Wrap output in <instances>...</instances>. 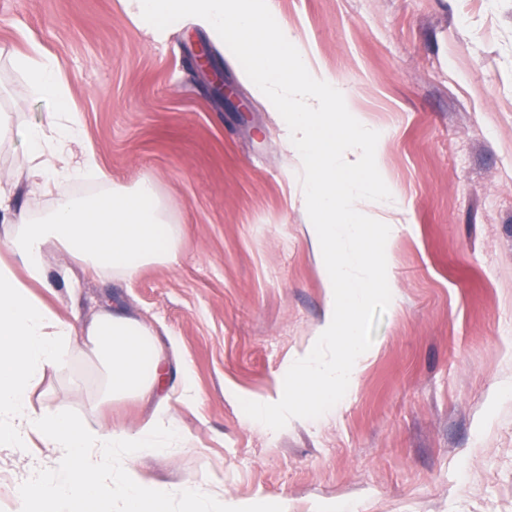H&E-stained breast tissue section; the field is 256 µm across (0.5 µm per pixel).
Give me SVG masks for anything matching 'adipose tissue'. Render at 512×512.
I'll return each mask as SVG.
<instances>
[{"instance_id": "ef3b65f1", "label": "adipose tissue", "mask_w": 512, "mask_h": 512, "mask_svg": "<svg viewBox=\"0 0 512 512\" xmlns=\"http://www.w3.org/2000/svg\"><path fill=\"white\" fill-rule=\"evenodd\" d=\"M15 65L24 91L54 106L47 123L22 127L24 148L0 174V451L56 453L48 466L30 460L16 494L19 512H96L101 505L108 512H253L226 503L224 482L213 475L184 492L139 468L142 457L190 443L162 392L166 370L150 328L107 308L78 322L42 298L58 287L75 294V265L126 279L152 264L176 266L180 227L149 176L123 185L102 172V193L55 197L35 217L18 208L19 186L53 195L96 161L82 145L83 124L59 63L33 42ZM75 357L98 361L105 400L155 399L152 416L131 428H92L50 405L34 406L31 394L47 372Z\"/></svg>"}]
</instances>
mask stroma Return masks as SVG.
Returning a JSON list of instances; mask_svg holds the SVG:
<instances>
[{"instance_id":"stroma-1","label":"stroma","mask_w":512,"mask_h":512,"mask_svg":"<svg viewBox=\"0 0 512 512\" xmlns=\"http://www.w3.org/2000/svg\"><path fill=\"white\" fill-rule=\"evenodd\" d=\"M302 52L345 84L383 134L378 169L405 209L381 214L391 302L373 358L335 415L267 432L244 399L281 387L326 305L277 111L235 56L188 21L143 34L120 0H0V110L26 123L51 105L22 93L29 41L62 66L85 143L116 183L153 177L181 229L177 267L132 280L76 269L62 315L107 303L179 351L196 404H175L194 445L140 460L192 489L273 512H512V0H274ZM208 46L234 94L216 101L196 63ZM81 357L32 394L87 425L135 426L137 398L104 403Z\"/></svg>"}]
</instances>
